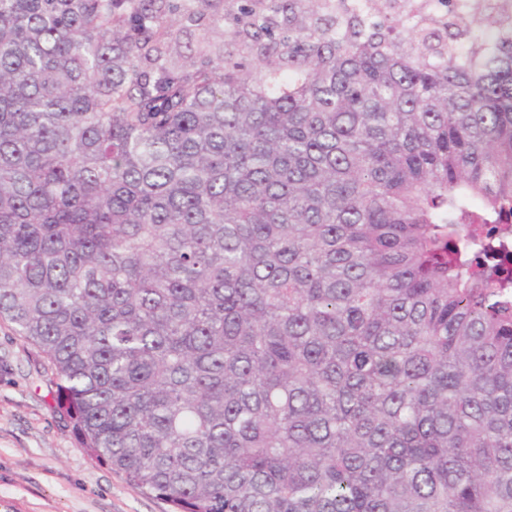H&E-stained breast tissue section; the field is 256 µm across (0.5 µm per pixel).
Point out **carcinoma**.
Segmentation results:
<instances>
[{
	"label": "carcinoma",
	"instance_id": "obj_1",
	"mask_svg": "<svg viewBox=\"0 0 512 512\" xmlns=\"http://www.w3.org/2000/svg\"><path fill=\"white\" fill-rule=\"evenodd\" d=\"M0 0V319L175 512H512V13ZM236 10V4L233 0H224V36H222V26L220 28L210 30L206 33V41L210 42L212 49L220 51L225 55L237 54L238 46L230 35L232 28V14Z\"/></svg>",
	"mask_w": 512,
	"mask_h": 512
}]
</instances>
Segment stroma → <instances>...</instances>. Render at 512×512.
<instances>
[{
  "label": "stroma",
  "instance_id": "35a3bbf8",
  "mask_svg": "<svg viewBox=\"0 0 512 512\" xmlns=\"http://www.w3.org/2000/svg\"><path fill=\"white\" fill-rule=\"evenodd\" d=\"M0 512H173L80 448L35 350L1 320Z\"/></svg>",
  "mask_w": 512,
  "mask_h": 512
}]
</instances>
